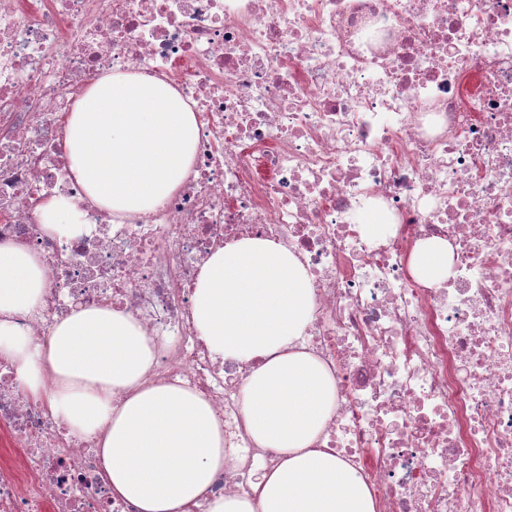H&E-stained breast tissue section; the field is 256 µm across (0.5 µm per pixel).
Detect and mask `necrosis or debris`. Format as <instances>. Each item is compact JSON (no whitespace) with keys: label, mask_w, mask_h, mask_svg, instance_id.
Returning a JSON list of instances; mask_svg holds the SVG:
<instances>
[{"label":"necrosis or debris","mask_w":512,"mask_h":512,"mask_svg":"<svg viewBox=\"0 0 512 512\" xmlns=\"http://www.w3.org/2000/svg\"><path fill=\"white\" fill-rule=\"evenodd\" d=\"M113 72L156 77L195 115L179 190L116 216L75 182V94ZM62 194L84 231L42 232ZM376 212L393 231L373 238ZM244 238L312 277L301 350L336 395L314 443L363 477L375 512H512V0H0V242L34 248L47 343L71 307L131 313L159 346L151 383L203 394L226 463L189 512L251 494L281 455L242 423L250 365L193 328L197 274ZM447 241L446 278L409 261ZM0 512H137L93 439L69 433L0 354Z\"/></svg>","instance_id":"4bbe7bcc"}]
</instances>
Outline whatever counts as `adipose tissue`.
<instances>
[{
  "mask_svg": "<svg viewBox=\"0 0 512 512\" xmlns=\"http://www.w3.org/2000/svg\"><path fill=\"white\" fill-rule=\"evenodd\" d=\"M198 140L195 116L163 81L103 76L75 102L64 148L85 195L111 212L150 213L186 178ZM41 229L59 238L82 228L71 198L40 207ZM425 284L448 275V244L429 241L410 258ZM47 286L39 254L0 242V352L25 391L46 399L70 432L94 436L114 496L137 512H185L224 467V433L211 404L173 384H150L157 347L130 313L75 308L54 322L47 345L12 320L38 311ZM314 291L288 250L245 238L215 251L193 294L198 337L215 354L252 364L243 392V426L277 449L281 464L256 476L250 497L214 499L208 512H375L362 476L314 448L332 409L328 368L296 342L312 318Z\"/></svg>",
  "mask_w": 512,
  "mask_h": 512,
  "instance_id": "1",
  "label": "adipose tissue"
}]
</instances>
